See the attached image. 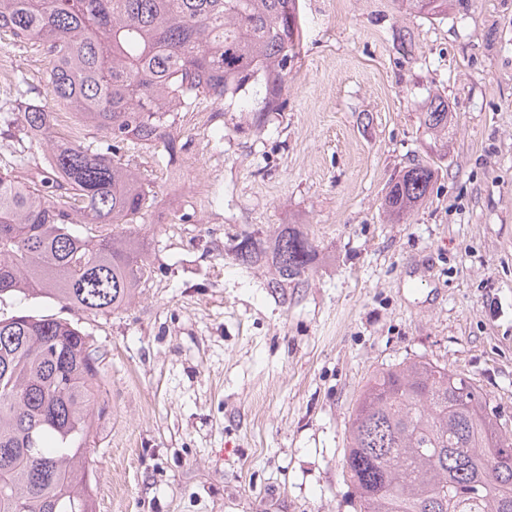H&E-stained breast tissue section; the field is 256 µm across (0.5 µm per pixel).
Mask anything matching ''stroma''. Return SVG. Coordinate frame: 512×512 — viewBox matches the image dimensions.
Instances as JSON below:
<instances>
[{
    "label": "stroma",
    "mask_w": 512,
    "mask_h": 512,
    "mask_svg": "<svg viewBox=\"0 0 512 512\" xmlns=\"http://www.w3.org/2000/svg\"><path fill=\"white\" fill-rule=\"evenodd\" d=\"M282 111L254 124L201 101L176 158L127 145L153 200L135 229L150 273L123 310L0 298V316L78 323L110 414L92 459L97 512H357L348 420L378 370L425 357L478 386L512 430V0L447 17L398 0H299ZM24 77L50 102L42 47L0 31V105ZM447 145L421 124L430 96ZM434 163L391 222L390 178ZM316 252L301 281L229 254L283 225ZM423 124L427 130L436 135L445 136L448 133V124L450 123L448 113V103L440 95L431 98L427 112L424 113Z\"/></svg>",
    "instance_id": "1"
}]
</instances>
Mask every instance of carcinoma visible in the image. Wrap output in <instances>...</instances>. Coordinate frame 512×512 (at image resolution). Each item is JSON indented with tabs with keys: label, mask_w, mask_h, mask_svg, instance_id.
I'll use <instances>...</instances> for the list:
<instances>
[{
	"label": "carcinoma",
	"mask_w": 512,
	"mask_h": 512,
	"mask_svg": "<svg viewBox=\"0 0 512 512\" xmlns=\"http://www.w3.org/2000/svg\"><path fill=\"white\" fill-rule=\"evenodd\" d=\"M446 16L450 0H405ZM0 30L50 56L48 82L101 146L57 135L45 104L20 95L18 178L0 172V296L54 298L82 311L122 308L150 270L131 231L150 185L122 160L131 142L178 154V113L209 99L226 112L284 108L282 88L301 41L299 0H0ZM448 101L431 98L423 124L448 133ZM49 151V167L28 154ZM435 170L417 162L390 179L382 202L399 221L422 205ZM83 224L88 235L71 231ZM313 243L290 228L271 250L251 234L234 259L262 258L275 287L309 270ZM101 355L78 325L21 314L0 318V512H96L92 443L108 415ZM512 449L487 398L423 357L377 372L348 427L344 469L359 512H512Z\"/></svg>",
	"instance_id": "1"
}]
</instances>
